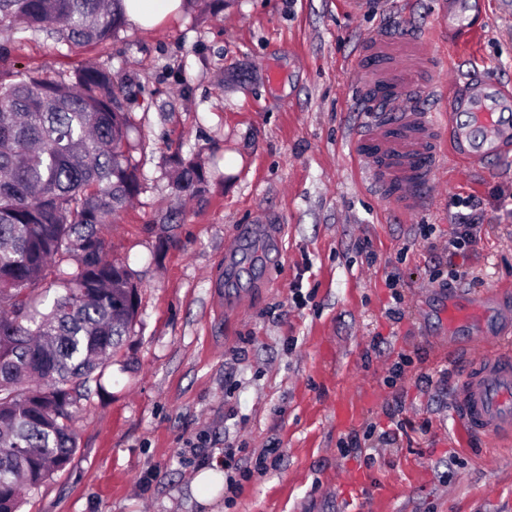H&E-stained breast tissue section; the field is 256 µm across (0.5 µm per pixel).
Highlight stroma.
I'll return each mask as SVG.
<instances>
[{
  "label": "stroma",
  "mask_w": 512,
  "mask_h": 512,
  "mask_svg": "<svg viewBox=\"0 0 512 512\" xmlns=\"http://www.w3.org/2000/svg\"><path fill=\"white\" fill-rule=\"evenodd\" d=\"M468 2L224 0L213 12L195 0L80 48L0 26L2 68L101 64L124 82L141 182L105 229L108 259L137 274L135 334L81 401L69 465L22 512H512V442L455 416L492 336L440 317L442 290L478 299L512 282V151L485 171L450 158L406 213L353 150L372 33L427 42L439 67L421 79L478 73L512 89V0ZM462 12L479 34L444 24ZM199 152L216 162L207 183L175 197L168 160ZM467 200L482 230L451 259L442 245ZM254 243L260 262L228 283ZM268 446L266 473L243 477ZM224 462L236 495L194 489Z\"/></svg>",
  "instance_id": "35a3bbf8"
}]
</instances>
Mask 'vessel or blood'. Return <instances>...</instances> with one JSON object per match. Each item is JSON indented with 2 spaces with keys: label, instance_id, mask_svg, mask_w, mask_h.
<instances>
[{
  "label": "vessel or blood",
  "instance_id": "1",
  "mask_svg": "<svg viewBox=\"0 0 512 512\" xmlns=\"http://www.w3.org/2000/svg\"><path fill=\"white\" fill-rule=\"evenodd\" d=\"M430 49L382 33L367 39L360 77L387 110L371 115L354 140L356 155L366 160L372 185L401 210L420 209L424 191L437 179L446 154L484 165L512 146V93L477 78L459 94L429 81L408 79L420 69ZM437 97L442 113L417 106L422 97ZM452 329L468 327L481 308L454 302L443 306ZM456 416L472 432L512 439V336H501L497 352L479 359L462 380Z\"/></svg>",
  "mask_w": 512,
  "mask_h": 512
}]
</instances>
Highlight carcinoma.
<instances>
[{
  "mask_svg": "<svg viewBox=\"0 0 512 512\" xmlns=\"http://www.w3.org/2000/svg\"><path fill=\"white\" fill-rule=\"evenodd\" d=\"M122 2L0 0V24L102 44ZM124 93L103 66L66 79L0 71V512H20L23 490L70 463L78 403L137 322L134 273L106 259L104 233L141 189ZM172 168L176 196L206 181L200 154Z\"/></svg>",
  "mask_w": 512,
  "mask_h": 512,
  "instance_id": "obj_1",
  "label": "carcinoma"
}]
</instances>
